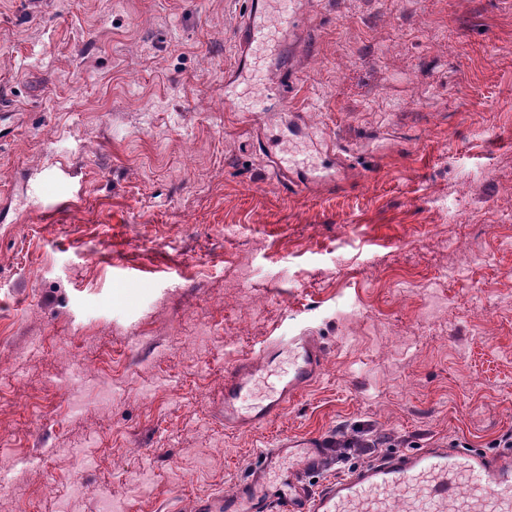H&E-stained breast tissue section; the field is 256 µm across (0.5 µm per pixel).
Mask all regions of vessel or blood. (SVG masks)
<instances>
[{
	"instance_id": "1",
	"label": "vessel or blood",
	"mask_w": 512,
	"mask_h": 512,
	"mask_svg": "<svg viewBox=\"0 0 512 512\" xmlns=\"http://www.w3.org/2000/svg\"><path fill=\"white\" fill-rule=\"evenodd\" d=\"M299 28L297 11L285 0H250L225 93L249 83L257 57L278 56L283 36ZM324 354L317 337L302 333L227 369L220 415L225 428H253L280 418L320 378ZM327 453L316 435L281 439L263 452L251 477L230 493L198 497L194 512H390L387 495L394 490L405 493L408 512H420L424 503L430 512H447L451 505L471 512L481 494L495 512H512L511 450L487 454L445 445L400 452L313 488L309 477L322 469Z\"/></svg>"
}]
</instances>
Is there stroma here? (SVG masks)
<instances>
[{"mask_svg": "<svg viewBox=\"0 0 512 512\" xmlns=\"http://www.w3.org/2000/svg\"><path fill=\"white\" fill-rule=\"evenodd\" d=\"M247 3L0 0V512H191L284 437L329 443L317 488L512 433V0H315L294 109L355 152L309 195L225 109ZM60 168L82 200L46 221ZM302 331L321 378L225 430V369Z\"/></svg>", "mask_w": 512, "mask_h": 512, "instance_id": "35a3bbf8", "label": "stroma"}]
</instances>
